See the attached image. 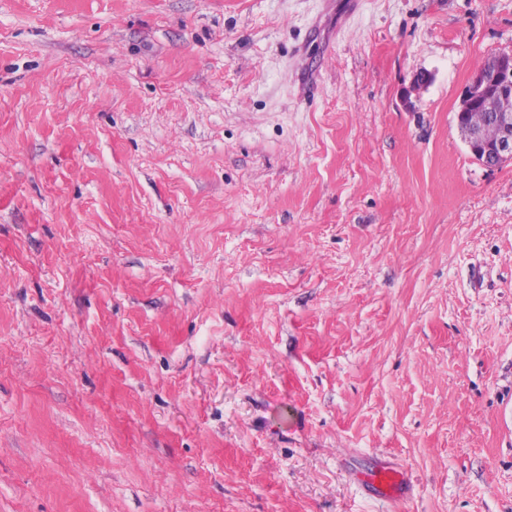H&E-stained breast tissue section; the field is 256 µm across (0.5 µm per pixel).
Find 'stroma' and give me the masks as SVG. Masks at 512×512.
Segmentation results:
<instances>
[{"mask_svg":"<svg viewBox=\"0 0 512 512\" xmlns=\"http://www.w3.org/2000/svg\"><path fill=\"white\" fill-rule=\"evenodd\" d=\"M501 53L512 0H0V512H512ZM465 112L467 113L463 122L466 125L481 127L487 138L496 135V129L487 120V115L499 130L497 138L490 141L474 127L466 131V143L473 158L487 168H498L507 162L511 163L512 53H502L488 58L473 73L456 113L459 131ZM365 492L386 502H397L409 488L405 472L388 463H378L359 478Z\"/></svg>","mask_w":512,"mask_h":512,"instance_id":"stroma-1","label":"stroma"}]
</instances>
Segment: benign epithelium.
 Here are the masks:
<instances>
[{
	"label": "benign epithelium",
	"instance_id": "obj_1",
	"mask_svg": "<svg viewBox=\"0 0 512 512\" xmlns=\"http://www.w3.org/2000/svg\"><path fill=\"white\" fill-rule=\"evenodd\" d=\"M482 109L497 126L499 134L487 140L472 127L466 131V143L473 158L487 168L512 162V53L488 58L471 76L456 113L462 126L463 113Z\"/></svg>",
	"mask_w": 512,
	"mask_h": 512
}]
</instances>
